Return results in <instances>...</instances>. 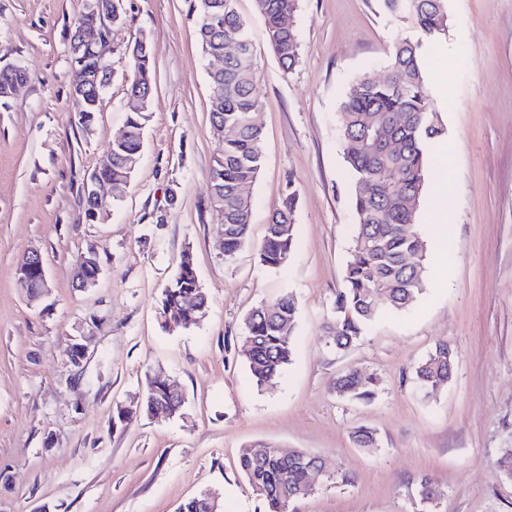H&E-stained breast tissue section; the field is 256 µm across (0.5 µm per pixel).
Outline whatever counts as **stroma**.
Masks as SVG:
<instances>
[{
	"label": "stroma",
	"mask_w": 512,
	"mask_h": 512,
	"mask_svg": "<svg viewBox=\"0 0 512 512\" xmlns=\"http://www.w3.org/2000/svg\"><path fill=\"white\" fill-rule=\"evenodd\" d=\"M84 3L0 0V68L29 74L0 99V512H178L203 491L224 512H266L239 468L241 450L259 444L322 461L328 481L295 512H512V479L495 466L512 448V0H447L449 27L423 50L445 130L427 175L447 164L451 192L447 223H433L426 193L414 222L427 247L453 244L441 270L427 268L416 304L382 313L342 355L326 332L355 223L340 102L353 81L381 73L397 41L423 40L414 18L377 0H299L300 56L286 70L254 0H237L264 100L263 165L247 189L249 241L228 264L209 188V73L220 63L199 44L198 0H123L113 38L149 42L152 117L126 193L100 188L99 218L85 220L83 184L124 125L129 72L115 55L84 132L69 87ZM291 191L296 245L276 272L258 252ZM91 248L99 278L74 288L75 260ZM32 249L51 286L34 303L16 285ZM187 249L209 308L198 326L168 331L161 292ZM285 291L298 307L292 354L276 386L261 390L242 318ZM441 341L456 353L455 374L429 394L412 368ZM75 343L86 349L78 366ZM351 367L376 377L373 401L337 392ZM149 377L176 382L181 410L113 425ZM360 425L375 430L377 447L354 445ZM425 476L441 492L428 509L417 497Z\"/></svg>",
	"instance_id": "1"
}]
</instances>
